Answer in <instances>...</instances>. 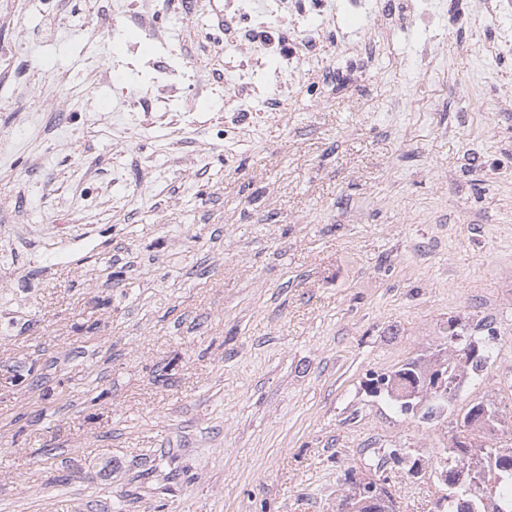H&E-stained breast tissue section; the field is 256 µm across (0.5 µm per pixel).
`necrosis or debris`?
<instances>
[{
  "mask_svg": "<svg viewBox=\"0 0 512 512\" xmlns=\"http://www.w3.org/2000/svg\"><path fill=\"white\" fill-rule=\"evenodd\" d=\"M84 5L82 22L63 13L55 18L57 27L77 24L98 31L104 19L116 15L139 35L111 67L89 56L86 75L111 84L114 71L146 69L151 75L146 87L113 86L126 122L133 126L146 119L176 132L207 122L199 106L203 100L220 103L218 117L223 122L248 117L253 99L262 100L267 110H283L292 76L310 62L321 65L326 60L316 41L305 33V22L315 17L330 26L336 20L335 0H127L123 5L118 0H84ZM170 15L178 17L189 32L198 19H216L220 35L198 42L196 52L187 54L182 42L167 34L163 19ZM144 40L153 47L147 57L140 51ZM270 59L278 64L271 73L266 70ZM49 78L57 87L51 96L41 90ZM76 81L73 75L53 78L44 68H34L21 93L0 99V111L73 114L68 94Z\"/></svg>",
  "mask_w": 512,
  "mask_h": 512,
  "instance_id": "obj_1",
  "label": "necrosis or debris"
}]
</instances>
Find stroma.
I'll return each mask as SVG.
<instances>
[{
	"label": "stroma",
	"mask_w": 512,
	"mask_h": 512,
	"mask_svg": "<svg viewBox=\"0 0 512 512\" xmlns=\"http://www.w3.org/2000/svg\"><path fill=\"white\" fill-rule=\"evenodd\" d=\"M433 10L336 56L326 106L197 127L194 168L146 128L112 181L93 81L67 125L0 112V208L28 214L0 217V512H336L382 476L432 512L464 410L512 448V55L482 52L512 17ZM85 47L31 54L77 73ZM452 319L499 352L446 418L366 391Z\"/></svg>",
	"instance_id": "obj_1"
}]
</instances>
